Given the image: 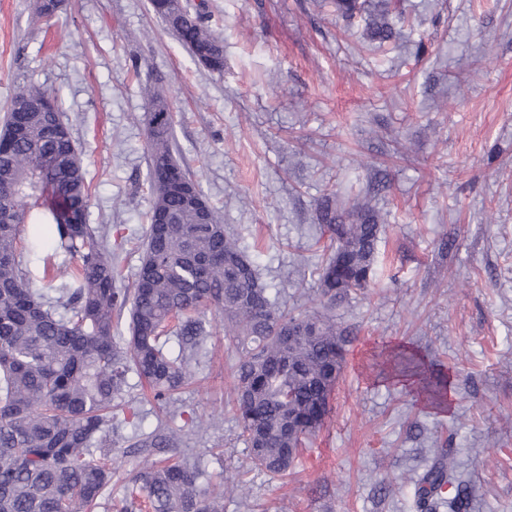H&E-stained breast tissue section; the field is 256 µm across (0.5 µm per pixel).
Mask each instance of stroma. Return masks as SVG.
<instances>
[{"instance_id":"35a3bbf8","label":"stroma","mask_w":512,"mask_h":512,"mask_svg":"<svg viewBox=\"0 0 512 512\" xmlns=\"http://www.w3.org/2000/svg\"><path fill=\"white\" fill-rule=\"evenodd\" d=\"M224 38L209 72L149 0H64L51 28L32 0H0V118L21 84L59 92L84 159L88 222L105 227L131 287L150 207L147 76L161 78L189 177L287 307L318 305L328 192L369 199L384 229L377 275L333 313L350 331L331 412L283 477L252 468L230 406L237 356L208 307L206 357L158 409L137 376L123 395L136 425L112 434V482L96 512H119L147 460L199 458L224 512H415L411 469L456 451L477 489L473 512H512V0H392L399 50L333 0H208ZM32 287L55 288L54 236L23 225ZM418 354L444 405L374 366ZM215 419L200 430L192 417ZM180 430L175 448H131L134 431Z\"/></svg>"}]
</instances>
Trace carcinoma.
I'll return each instance as SVG.
<instances>
[{
  "label": "carcinoma",
  "mask_w": 512,
  "mask_h": 512,
  "mask_svg": "<svg viewBox=\"0 0 512 512\" xmlns=\"http://www.w3.org/2000/svg\"><path fill=\"white\" fill-rule=\"evenodd\" d=\"M62 0H35L49 22ZM153 11L192 58L224 70L223 41L205 25L206 0L195 12L178 0H151ZM347 20L363 16L366 34L384 45L393 38L386 15L368 0H336ZM147 119L148 184L152 204L136 279L119 276L88 224L89 184L79 148L60 117L58 98L28 84L12 102L33 104L7 112L0 132V512H91L112 481L113 402L135 374L164 406L192 379L202 350L198 313L215 305L224 335L235 341V411L253 465L285 475L299 448L323 424L343 371L347 331L328 314L293 313L268 292L249 256L220 217L172 191L168 180L199 186L176 156L174 114L152 80ZM51 176L42 175L45 162ZM316 221L329 233L319 273L320 304L327 308L360 294L376 275L383 225L374 210L330 192L317 203ZM23 224L54 226V252L75 264L59 272L55 289L30 285L19 252ZM129 309L130 336L121 344L113 318ZM176 333L178 351L167 347ZM396 359L417 369L415 355L381 350L375 363ZM167 429L132 437L135 448H173ZM198 465L184 460L141 466L121 512H224V498L200 481ZM419 512H470L471 484L458 471L453 449L441 450L409 477Z\"/></svg>",
  "instance_id": "carcinoma-1"
}]
</instances>
